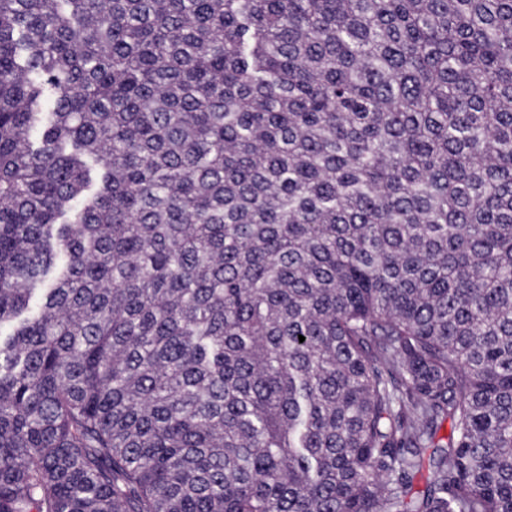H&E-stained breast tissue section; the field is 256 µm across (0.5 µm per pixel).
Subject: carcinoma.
<instances>
[{"mask_svg": "<svg viewBox=\"0 0 512 512\" xmlns=\"http://www.w3.org/2000/svg\"><path fill=\"white\" fill-rule=\"evenodd\" d=\"M0 512H512V0H0Z\"/></svg>", "mask_w": 512, "mask_h": 512, "instance_id": "cac0c4a2", "label": "carcinoma"}]
</instances>
